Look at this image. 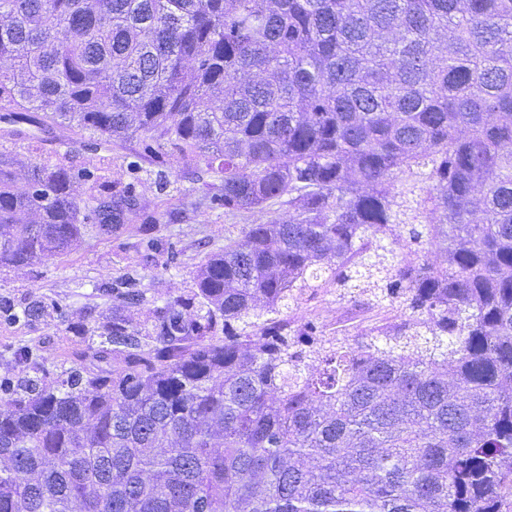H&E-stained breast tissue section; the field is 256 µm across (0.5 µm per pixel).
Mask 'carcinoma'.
<instances>
[{
	"mask_svg": "<svg viewBox=\"0 0 512 512\" xmlns=\"http://www.w3.org/2000/svg\"><path fill=\"white\" fill-rule=\"evenodd\" d=\"M0 108L3 138L143 135L227 212L288 207L162 306L111 284L78 332L107 366L0 382V512H507L512 0H0ZM107 169L0 152V267L126 232ZM361 278L400 321L353 346L288 318Z\"/></svg>",
	"mask_w": 512,
	"mask_h": 512,
	"instance_id": "1",
	"label": "carcinoma"
}]
</instances>
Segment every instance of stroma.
I'll use <instances>...</instances> for the list:
<instances>
[{"label":"stroma","instance_id":"35a3bbf8","mask_svg":"<svg viewBox=\"0 0 512 512\" xmlns=\"http://www.w3.org/2000/svg\"><path fill=\"white\" fill-rule=\"evenodd\" d=\"M23 137L0 139V151L10 152L21 161H29L28 135H36L40 153L45 157L67 155L74 167L93 169L100 157L112 159L111 178L131 185L140 210L123 235L112 239L86 236L82 243L64 256H51L27 267L0 268V297L21 304L24 297L36 294L57 301L61 317L38 322L9 323L0 319V379L24 375L25 367L15 359L24 351L31 363L49 374L61 365L87 357V346L76 336L78 327H92L95 313L106 310L116 298L107 286L122 274L136 271L140 285L157 302L186 292L193 284L197 267L206 254L223 248L231 239L240 238L245 225L262 224L285 217L286 212L266 208L242 214H228L212 190L193 181L190 169L180 154L166 146L147 150L145 138L106 145L95 135L78 129L41 128L24 125ZM164 173L171 185L167 194L157 191L155 173ZM158 239L159 248L144 251L141 239ZM401 305L396 301L376 303L370 295H358L356 302L343 304L322 289L306 291L288 308L290 319L331 331L334 322L354 316L342 334L355 338L396 321Z\"/></svg>","mask_w":512,"mask_h":512}]
</instances>
